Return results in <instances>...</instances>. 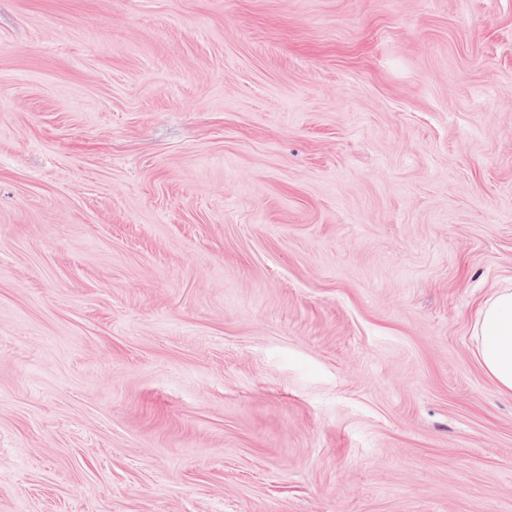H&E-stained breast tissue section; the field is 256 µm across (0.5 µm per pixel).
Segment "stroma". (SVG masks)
Returning a JSON list of instances; mask_svg holds the SVG:
<instances>
[{"label":"stroma","mask_w":512,"mask_h":512,"mask_svg":"<svg viewBox=\"0 0 512 512\" xmlns=\"http://www.w3.org/2000/svg\"><path fill=\"white\" fill-rule=\"evenodd\" d=\"M512 0H0V512H512ZM480 364L498 389L512 394V289L492 295L475 327Z\"/></svg>","instance_id":"35a3bbf8"}]
</instances>
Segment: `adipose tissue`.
<instances>
[{"label": "adipose tissue", "instance_id": "ef3b65f1", "mask_svg": "<svg viewBox=\"0 0 512 512\" xmlns=\"http://www.w3.org/2000/svg\"><path fill=\"white\" fill-rule=\"evenodd\" d=\"M480 364L498 389L512 394V289L505 288L484 304L475 327Z\"/></svg>", "mask_w": 512, "mask_h": 512}]
</instances>
